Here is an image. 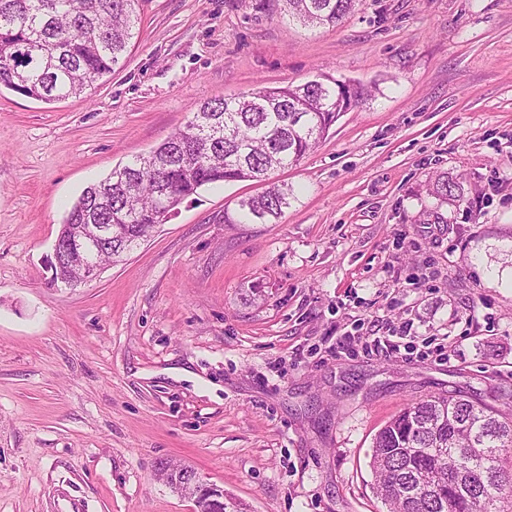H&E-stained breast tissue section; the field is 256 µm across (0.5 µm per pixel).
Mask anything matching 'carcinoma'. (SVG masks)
Here are the masks:
<instances>
[{
	"label": "carcinoma",
	"instance_id": "obj_1",
	"mask_svg": "<svg viewBox=\"0 0 512 512\" xmlns=\"http://www.w3.org/2000/svg\"><path fill=\"white\" fill-rule=\"evenodd\" d=\"M307 28L334 27L357 0H279ZM139 0H0V87L44 103L77 97L112 72L134 35ZM360 84L322 75L301 85L261 87L200 104L184 127L146 155L88 186L66 215L75 224L112 225V263L205 185L265 181L328 135ZM429 192L463 201L460 183L440 174ZM286 183L238 200L226 224H275L291 206ZM66 285L81 259L66 261ZM373 493L388 512H512V413L457 396L410 401L375 435Z\"/></svg>",
	"mask_w": 512,
	"mask_h": 512
}]
</instances>
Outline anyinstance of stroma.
Returning a JSON list of instances; mask_svg holds the SVG:
<instances>
[{"instance_id":"stroma-1","label":"stroma","mask_w":512,"mask_h":512,"mask_svg":"<svg viewBox=\"0 0 512 512\" xmlns=\"http://www.w3.org/2000/svg\"><path fill=\"white\" fill-rule=\"evenodd\" d=\"M111 74L47 104L0 89V512H196L192 465L247 512H386L377 432L449 392L512 412V0H358L310 30L275 0H140ZM327 74L376 85L299 162L275 224L209 185L74 288L44 261L90 184L201 102ZM438 173L467 201L426 192ZM413 322L409 355L361 345ZM446 338L449 360L417 358Z\"/></svg>"}]
</instances>
